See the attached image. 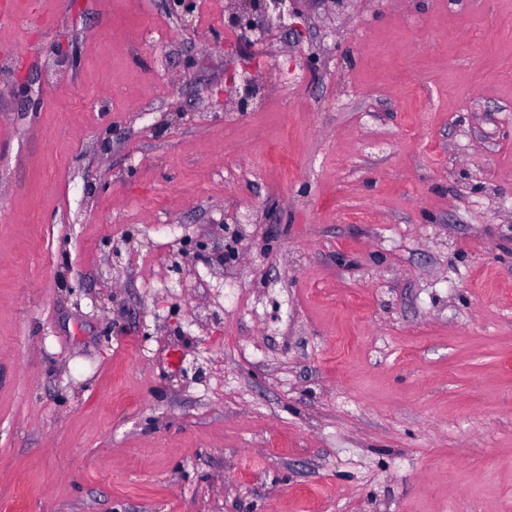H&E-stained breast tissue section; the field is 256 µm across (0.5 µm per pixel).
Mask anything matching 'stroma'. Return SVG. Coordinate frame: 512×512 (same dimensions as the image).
I'll return each mask as SVG.
<instances>
[{"mask_svg":"<svg viewBox=\"0 0 512 512\" xmlns=\"http://www.w3.org/2000/svg\"><path fill=\"white\" fill-rule=\"evenodd\" d=\"M224 4L0 0V512H512V0ZM236 10L230 11L226 23L240 30L245 38L256 43H264L269 26L275 22L278 29L291 31L297 18L299 0H243ZM254 75L245 76L244 73H239L234 69L225 72L224 86L229 91H234L235 99L239 109L244 112L251 105L254 95ZM241 81L239 87H236L237 81Z\"/></svg>","mask_w":512,"mask_h":512,"instance_id":"1","label":"stroma"}]
</instances>
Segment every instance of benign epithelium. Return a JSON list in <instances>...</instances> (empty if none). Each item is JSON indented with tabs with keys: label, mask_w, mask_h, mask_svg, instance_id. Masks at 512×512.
I'll return each mask as SVG.
<instances>
[{
	"label": "benign epithelium",
	"mask_w": 512,
	"mask_h": 512,
	"mask_svg": "<svg viewBox=\"0 0 512 512\" xmlns=\"http://www.w3.org/2000/svg\"><path fill=\"white\" fill-rule=\"evenodd\" d=\"M299 0H243L237 9L228 13L226 23L240 30L244 36L256 43H264L271 24L282 30L296 27L293 19L299 12ZM169 10L188 29L196 24V0H169ZM224 86L235 92L241 111L251 105L254 95L253 76H246L231 69L225 72Z\"/></svg>",
	"instance_id": "obj_1"
}]
</instances>
